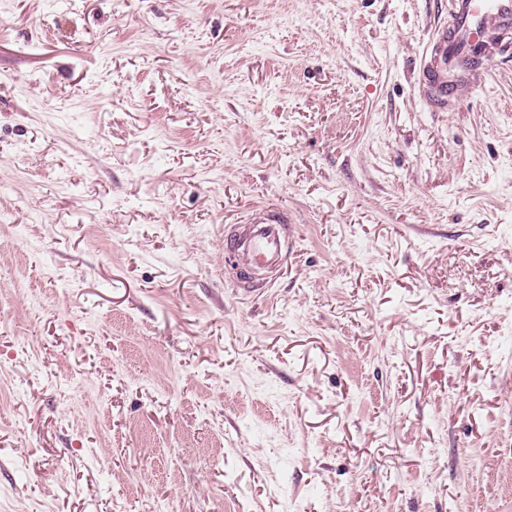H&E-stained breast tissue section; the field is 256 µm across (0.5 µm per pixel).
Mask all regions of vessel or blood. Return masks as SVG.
I'll use <instances>...</instances> for the list:
<instances>
[{
  "label": "vessel or blood",
  "mask_w": 512,
  "mask_h": 512,
  "mask_svg": "<svg viewBox=\"0 0 512 512\" xmlns=\"http://www.w3.org/2000/svg\"><path fill=\"white\" fill-rule=\"evenodd\" d=\"M451 9L450 20L434 28L419 66V91L437 111L485 81L487 60L512 59V0H452ZM287 222V211L277 207L254 218L249 232L230 244L238 264L283 266Z\"/></svg>",
  "instance_id": "1"
}]
</instances>
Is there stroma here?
Listing matches in <instances>:
<instances>
[{
  "label": "stroma",
  "instance_id": "obj_1",
  "mask_svg": "<svg viewBox=\"0 0 512 512\" xmlns=\"http://www.w3.org/2000/svg\"><path fill=\"white\" fill-rule=\"evenodd\" d=\"M447 18L0 0V512H512V64L431 111ZM249 232L230 243L238 265L248 269L255 265L282 267L288 253L286 225L288 213L282 208H268L255 217Z\"/></svg>",
  "mask_w": 512,
  "mask_h": 512
}]
</instances>
